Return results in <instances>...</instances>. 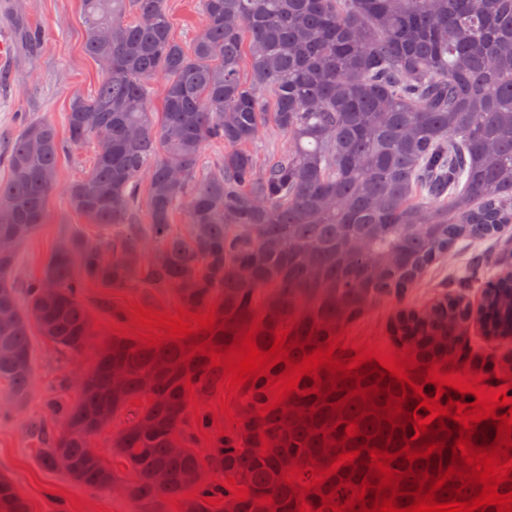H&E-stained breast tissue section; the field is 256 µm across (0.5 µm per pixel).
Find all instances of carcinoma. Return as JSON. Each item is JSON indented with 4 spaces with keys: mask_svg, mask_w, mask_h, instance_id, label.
Wrapping results in <instances>:
<instances>
[{
    "mask_svg": "<svg viewBox=\"0 0 512 512\" xmlns=\"http://www.w3.org/2000/svg\"><path fill=\"white\" fill-rule=\"evenodd\" d=\"M201 25L187 48L171 33L166 0H82L85 51L102 65L89 96L73 99L68 142L93 144L90 170L67 188L70 205L98 230L96 241L76 235L48 257L39 278L18 290V252L44 223L63 150L55 127L29 120L12 143L7 180L0 181V383L21 406L33 380L32 330L80 357L93 340V321L80 298L86 281L107 288L136 282L172 291L182 306H216L213 332L149 347L114 336L97 346V361L79 379L81 395L61 411L60 431L42 438L40 462L55 469L66 458L68 477L91 489H111L134 512H332L372 485L373 447L398 454L405 507L409 492L435 482L465 458L452 453L459 426L434 419L415 436L422 398L381 376L376 362L358 377L338 379L326 370L304 376L279 407L267 380L281 362L245 385L236 424L212 449L194 448L186 428L189 389H208L221 376L208 351L223 353L252 333L266 351L276 327L289 326L285 343L295 360L327 348L328 337L374 307L393 303L389 332L416 357L412 383L430 398L424 381L436 364L456 360L494 373V352L475 350L468 334L478 322L485 341L512 342V267L490 279L487 260L473 258L468 272L427 302L410 299L441 258L464 243L497 244L509 255L512 229V0H200ZM163 81L160 119L152 85ZM268 126L286 146L260 162L251 150ZM37 131L43 146L31 145ZM224 145L217 166L204 168L203 149ZM147 182L148 222L133 211ZM186 216L176 230L173 215ZM480 293L473 311L467 291ZM204 346V352L192 353ZM190 376L191 388L184 387ZM369 388L365 396L349 391ZM142 402L129 425L112 433V456L128 462L119 475L88 448L104 407L117 417ZM404 412L383 419L385 405ZM342 411H336V407ZM369 415L363 417L361 413ZM360 434L342 440L346 422ZM394 425H389V422ZM405 425L400 430L396 424ZM499 423L477 424L472 446H496ZM179 440L181 452L170 445ZM268 449L262 450L263 442ZM441 442L442 452L411 462ZM360 451L353 462L308 490L340 453ZM303 471L300 482L283 478ZM165 474L158 484L155 470ZM315 474H310V470ZM410 470L412 474L405 475ZM189 471L201 478L189 484ZM248 488L245 501L211 472ZM430 475L419 485L422 473ZM343 487H338V484ZM195 497H190V494ZM272 501H263L264 496ZM330 502H322L325 496ZM220 501L213 506L205 502ZM0 508L28 512L12 482L0 479Z\"/></svg>",
    "mask_w": 512,
    "mask_h": 512,
    "instance_id": "1",
    "label": "carcinoma"
}]
</instances>
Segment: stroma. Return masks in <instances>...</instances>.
<instances>
[{
	"label": "stroma",
	"mask_w": 512,
	"mask_h": 512,
	"mask_svg": "<svg viewBox=\"0 0 512 512\" xmlns=\"http://www.w3.org/2000/svg\"><path fill=\"white\" fill-rule=\"evenodd\" d=\"M26 28L39 31V41L26 42L20 35ZM84 39L80 0H0V181L8 177L3 156L21 130L22 117L48 120L59 137H66L71 101L93 92L101 73L97 62L85 54ZM92 160L88 145L62 154L56 186L47 200L46 221L19 253L18 287L40 276L46 259L66 238L94 236V227L71 207L67 196L69 185L83 177ZM81 300L102 339L113 336L115 327H128L131 304L163 313L177 312L180 306L167 290L138 285L107 288L91 281L84 283ZM32 342L34 375L25 405L13 409L7 388L0 384V477L14 483L29 512H130L131 503L112 491L78 486L63 472L40 463L36 426L59 427L48 406L55 402L65 407L78 400V374L94 365L96 351L91 348L74 358L41 336H33ZM196 399L201 412L213 421L208 434L196 436V447L206 448L221 428L237 420L242 403L239 396H226L216 388L197 393ZM224 400L230 406L226 412L220 409Z\"/></svg>",
	"instance_id": "stroma-1"
}]
</instances>
